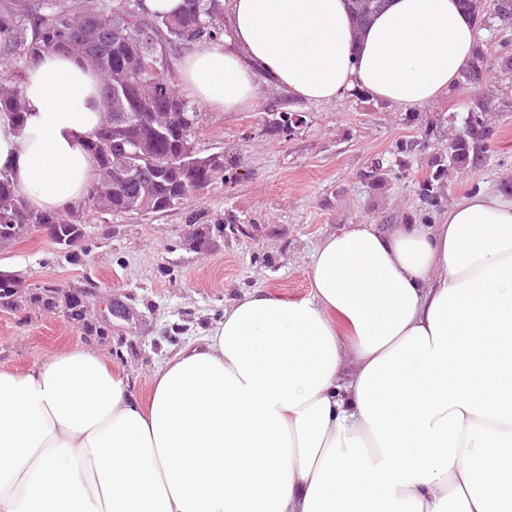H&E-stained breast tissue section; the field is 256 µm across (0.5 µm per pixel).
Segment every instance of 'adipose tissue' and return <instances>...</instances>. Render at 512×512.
Returning a JSON list of instances; mask_svg holds the SVG:
<instances>
[{
	"mask_svg": "<svg viewBox=\"0 0 512 512\" xmlns=\"http://www.w3.org/2000/svg\"><path fill=\"white\" fill-rule=\"evenodd\" d=\"M223 44L177 61L200 105L236 112L265 78L310 102L358 88L406 109L456 84L476 27L457 0H391L364 33L346 0H229ZM101 79L51 51L0 167L28 206L85 195ZM310 293L254 291L153 372L75 346L0 369V512H512V199L440 223L325 237Z\"/></svg>",
	"mask_w": 512,
	"mask_h": 512,
	"instance_id": "adipose-tissue-1",
	"label": "adipose tissue"
}]
</instances>
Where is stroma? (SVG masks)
I'll return each mask as SVG.
<instances>
[{
	"instance_id": "obj_1",
	"label": "stroma",
	"mask_w": 512,
	"mask_h": 512,
	"mask_svg": "<svg viewBox=\"0 0 512 512\" xmlns=\"http://www.w3.org/2000/svg\"><path fill=\"white\" fill-rule=\"evenodd\" d=\"M506 38L512 25L490 18L478 40L487 55L480 83H457L422 109L364 91L297 101L265 83L252 108H201L196 147L219 155L223 168L182 204L144 214L87 212L84 238L68 253L41 231L0 246V272L23 278L15 296L0 299V369L21 373L48 352L81 345L125 369L146 403L156 365L199 343L234 299L254 290L306 297L311 255L326 236L352 224L385 230L411 218L435 222L479 190L511 199L512 73L497 60ZM480 111L494 129L487 149L478 163L438 181L441 204L429 209L421 183L441 140ZM285 112L301 113L302 125L278 130ZM200 229L206 239L198 249Z\"/></svg>"
}]
</instances>
